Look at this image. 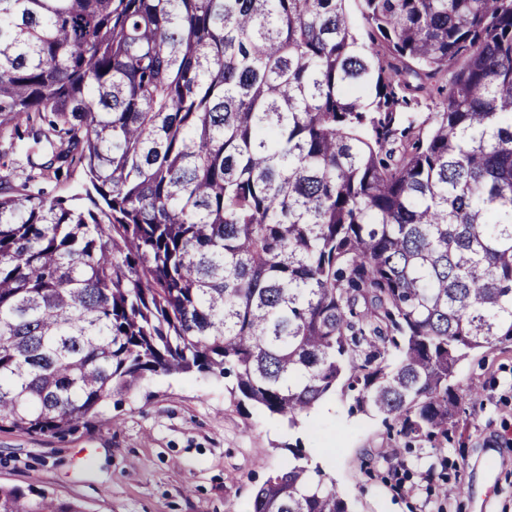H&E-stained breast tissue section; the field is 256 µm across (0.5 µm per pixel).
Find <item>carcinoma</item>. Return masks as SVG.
<instances>
[{"label":"carcinoma","instance_id":"carcinoma-1","mask_svg":"<svg viewBox=\"0 0 512 512\" xmlns=\"http://www.w3.org/2000/svg\"><path fill=\"white\" fill-rule=\"evenodd\" d=\"M346 2L0 0V133L51 148L0 192V430L232 373L290 429L339 387L448 437L456 366L512 340V0H358L365 44ZM75 168L86 204L29 189ZM289 451L251 512H349Z\"/></svg>","mask_w":512,"mask_h":512}]
</instances>
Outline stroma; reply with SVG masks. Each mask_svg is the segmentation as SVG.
<instances>
[{
  "mask_svg": "<svg viewBox=\"0 0 512 512\" xmlns=\"http://www.w3.org/2000/svg\"><path fill=\"white\" fill-rule=\"evenodd\" d=\"M454 382L480 398H463L447 440L430 443L352 411L348 393L289 430L238 403L234 376L150 377L65 437L0 433V486L45 489L82 512H251L297 443L352 512H512V341L472 353ZM427 455L436 471L416 464ZM452 484L475 492L443 495Z\"/></svg>",
  "mask_w": 512,
  "mask_h": 512,
  "instance_id": "1",
  "label": "stroma"
}]
</instances>
